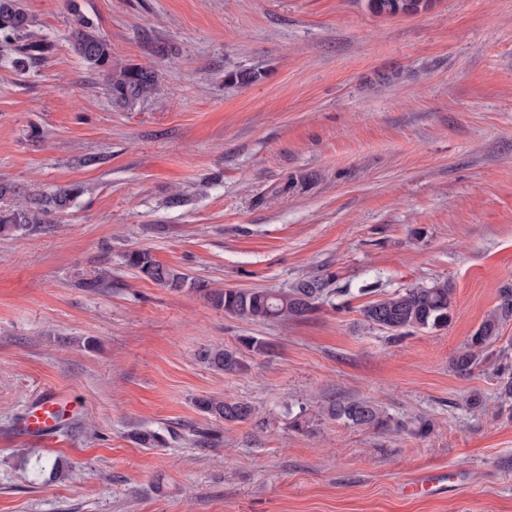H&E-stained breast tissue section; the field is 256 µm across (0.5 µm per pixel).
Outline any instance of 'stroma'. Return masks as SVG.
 <instances>
[{"instance_id":"35a3bbf8","label":"stroma","mask_w":512,"mask_h":512,"mask_svg":"<svg viewBox=\"0 0 512 512\" xmlns=\"http://www.w3.org/2000/svg\"><path fill=\"white\" fill-rule=\"evenodd\" d=\"M21 2L54 52L23 70L0 55V180L86 192L0 239V512H512L500 359L450 367L512 283V0L395 17L367 0ZM75 6L115 65L158 72L157 95L111 102L67 38ZM242 70L259 80L226 81ZM136 248L214 288L331 272L336 295L301 320L237 319L141 278L122 260ZM98 267L111 288H77ZM436 280L447 328L395 341L364 323V285ZM241 336L268 344L245 373L198 361ZM46 389L78 405L58 440L11 439ZM201 398L249 402L265 427L215 422ZM355 398L403 429L321 413ZM39 458L62 476L35 477ZM425 473L447 492L407 496Z\"/></svg>"}]
</instances>
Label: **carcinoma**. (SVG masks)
Segmentation results:
<instances>
[{"instance_id": "cac0c4a2", "label": "carcinoma", "mask_w": 512, "mask_h": 512, "mask_svg": "<svg viewBox=\"0 0 512 512\" xmlns=\"http://www.w3.org/2000/svg\"><path fill=\"white\" fill-rule=\"evenodd\" d=\"M432 0H368L369 9L384 16L414 14L428 8ZM73 28L71 39L75 51L91 71L100 74L107 94L115 104L132 107L159 89L156 71L142 67L112 65V44L97 31L91 21L72 6ZM33 18L23 8L21 0H0V47L9 51L11 63L24 69L42 61L51 54L53 44L36 36ZM84 194L78 183L51 188L26 187L0 181V237L30 234L41 229L52 215L67 212L77 198ZM124 264L142 277L173 291L188 289L201 295L224 314L255 322L289 321L305 318L332 303L335 275H310L297 280L290 287L275 289L211 288L208 283L192 280L181 271L164 265L144 248L133 249L123 255ZM89 292L112 287L108 270L98 268L76 282ZM453 289L448 282L415 284L392 294H383L369 301L360 313L370 327L392 333L399 338L411 329H444L451 321ZM512 319V285L498 291V303L469 337L464 349L451 360V368L459 375H470L479 367L499 337L501 324ZM235 348H203L198 360L208 367L226 374H243L247 370L244 353L260 354L267 342L256 336H240ZM197 405L216 422L238 423L252 421L257 427L263 422L256 417L255 408L248 402L233 399H199ZM323 413L329 418L349 425L388 431L400 423L386 415L372 400L355 399L330 401Z\"/></svg>"}]
</instances>
